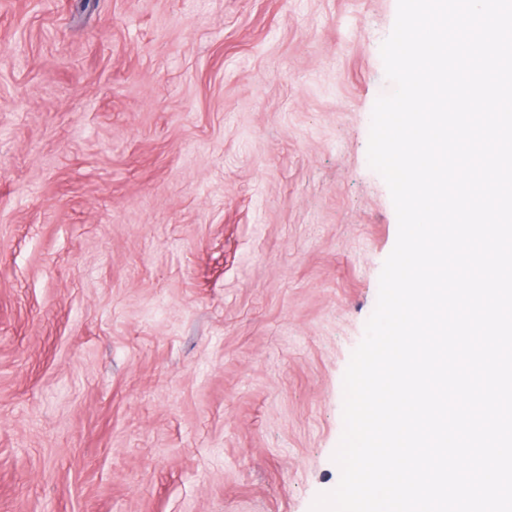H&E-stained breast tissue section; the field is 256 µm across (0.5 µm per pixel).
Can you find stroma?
Masks as SVG:
<instances>
[{
    "mask_svg": "<svg viewBox=\"0 0 512 512\" xmlns=\"http://www.w3.org/2000/svg\"><path fill=\"white\" fill-rule=\"evenodd\" d=\"M397 0H0V512H310L398 222Z\"/></svg>",
    "mask_w": 512,
    "mask_h": 512,
    "instance_id": "1",
    "label": "stroma"
}]
</instances>
